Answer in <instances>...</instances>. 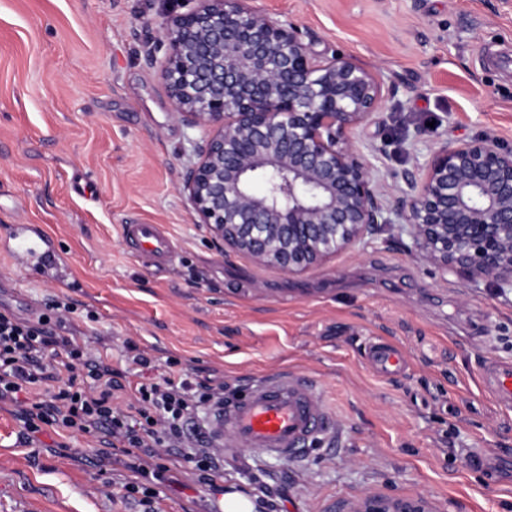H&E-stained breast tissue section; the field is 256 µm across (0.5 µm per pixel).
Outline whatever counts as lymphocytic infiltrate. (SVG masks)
Wrapping results in <instances>:
<instances>
[{"label": "lymphocytic infiltrate", "mask_w": 512, "mask_h": 512, "mask_svg": "<svg viewBox=\"0 0 512 512\" xmlns=\"http://www.w3.org/2000/svg\"><path fill=\"white\" fill-rule=\"evenodd\" d=\"M56 301L37 322L0 312V402H20L31 396L24 426L40 433H97L107 448L123 449L135 479L127 492L142 493L144 503L156 496L164 468L158 460L184 445V425L202 406L223 401L224 386H192L171 372L153 374L152 360L136 344H129L132 364L148 378L137 389L134 403L114 402L122 385L111 368L94 358L84 344L58 335L53 315L69 310Z\"/></svg>", "instance_id": "lymphocytic-infiltrate-1"}]
</instances>
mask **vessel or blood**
Wrapping results in <instances>:
<instances>
[{
	"mask_svg": "<svg viewBox=\"0 0 512 512\" xmlns=\"http://www.w3.org/2000/svg\"><path fill=\"white\" fill-rule=\"evenodd\" d=\"M123 235L133 252L154 266L172 263L176 247L158 224H127ZM0 247L38 267L46 277L60 278L64 265L51 236L18 224L0 233ZM369 363L380 376L400 373L404 359L391 344H374ZM482 384L495 402L512 409V361L492 359L483 367ZM330 415L313 382L291 371L254 380L240 397L225 403L211 418L210 430L218 452L241 448L292 462L324 431Z\"/></svg>",
	"mask_w": 512,
	"mask_h": 512,
	"instance_id": "1",
	"label": "vessel or blood"
}]
</instances>
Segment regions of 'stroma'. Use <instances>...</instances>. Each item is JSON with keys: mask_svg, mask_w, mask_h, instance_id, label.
Instances as JSON below:
<instances>
[{"mask_svg": "<svg viewBox=\"0 0 512 512\" xmlns=\"http://www.w3.org/2000/svg\"><path fill=\"white\" fill-rule=\"evenodd\" d=\"M297 24L315 51L377 73L386 100L356 137L397 194L441 141L491 136L512 147V0H251ZM171 0H0V227L38 224L77 287L0 253V312L34 321L71 303L60 335L141 378L126 341L159 369L177 364L228 397L288 369L312 378L332 419L295 462L243 448L216 487L168 457L152 507L124 489L120 449L45 431L0 403V512H217L225 493L282 491L276 512H354L365 496L424 498L428 512H512V411L482 388L488 357L512 360V288L447 274L410 252L406 225L288 275L217 251L179 187L207 133L175 114L147 60ZM127 224H159L167 268L128 251ZM376 340L401 375L367 365Z\"/></svg>", "mask_w": 512, "mask_h": 512, "instance_id": "1", "label": "stroma"}]
</instances>
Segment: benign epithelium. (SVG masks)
Returning <instances> with one entry per match:
<instances>
[{"label": "benign epithelium", "mask_w": 512, "mask_h": 512, "mask_svg": "<svg viewBox=\"0 0 512 512\" xmlns=\"http://www.w3.org/2000/svg\"><path fill=\"white\" fill-rule=\"evenodd\" d=\"M182 2L193 7L160 24L161 78L179 119L208 131L181 191L217 248L299 275L365 241L394 212L418 260L512 285V149L491 137L443 141L388 206L370 148L355 136L381 109L377 75L319 56L296 24L248 0ZM425 507L368 496L356 512Z\"/></svg>", "instance_id": "1"}]
</instances>
